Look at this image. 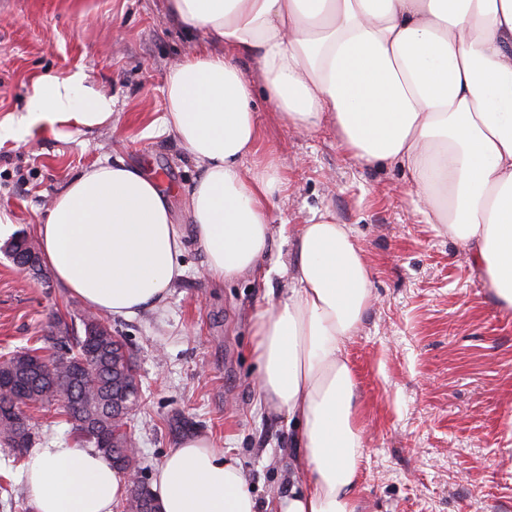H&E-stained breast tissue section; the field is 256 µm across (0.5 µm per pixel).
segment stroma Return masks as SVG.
<instances>
[{
  "instance_id": "1",
  "label": "stroma",
  "mask_w": 512,
  "mask_h": 512,
  "mask_svg": "<svg viewBox=\"0 0 512 512\" xmlns=\"http://www.w3.org/2000/svg\"><path fill=\"white\" fill-rule=\"evenodd\" d=\"M169 0H0V119L20 114L34 84L80 68L112 98L110 123L32 131L0 142V224L35 236L52 199L93 163L118 159L156 175L188 240L183 275L165 302L112 326L126 343L142 397L130 432L145 474L196 435L237 458L259 508L271 512L294 473L285 414L262 403L250 353L258 308L287 295L294 239L329 215L346 225L372 271V305L346 343L366 454L357 512H512V308L415 204L407 172L365 166L325 123L300 134L269 104L252 60L260 135L284 192L268 211L274 235L262 273L221 284L191 240L188 190L200 170L164 132L169 67L230 47L187 30ZM82 302L40 283L0 252V348L26 346Z\"/></svg>"
}]
</instances>
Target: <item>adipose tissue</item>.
I'll return each mask as SVG.
<instances>
[{"label":"adipose tissue","mask_w":512,"mask_h":512,"mask_svg":"<svg viewBox=\"0 0 512 512\" xmlns=\"http://www.w3.org/2000/svg\"><path fill=\"white\" fill-rule=\"evenodd\" d=\"M190 30L234 56L195 52L170 69L164 127L201 174L192 228L216 282L254 273L283 191L270 163L244 168L259 128L253 59L273 108L300 132L333 122L360 163L406 168L434 223L469 252L512 308V0H170ZM112 100L83 70L42 77L0 139L35 127L92 128ZM56 280L92 309L129 318L164 300L184 273V235L144 169L96 163L69 180L36 228ZM372 296L371 269L346 225H301L292 287L253 324L258 387L296 424L295 472L274 512H356L364 439L345 343ZM127 480L106 455L53 439L25 461L33 512H112ZM160 512H257L239 462L198 435L153 473Z\"/></svg>","instance_id":"obj_1"}]
</instances>
